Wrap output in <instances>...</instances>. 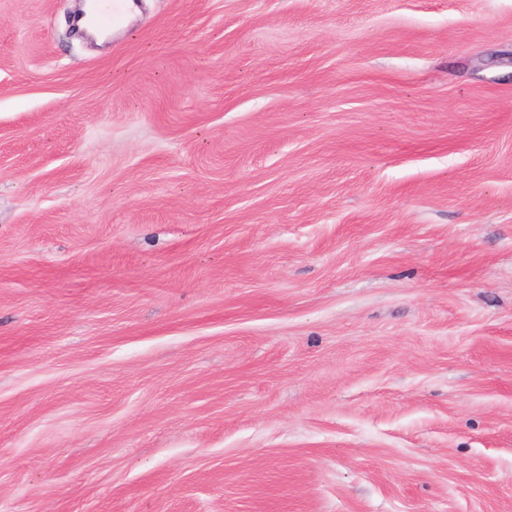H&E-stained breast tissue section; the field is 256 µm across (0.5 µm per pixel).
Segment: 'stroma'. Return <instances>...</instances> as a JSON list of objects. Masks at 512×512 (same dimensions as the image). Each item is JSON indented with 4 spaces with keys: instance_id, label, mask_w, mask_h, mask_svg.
<instances>
[{
    "instance_id": "obj_1",
    "label": "stroma",
    "mask_w": 512,
    "mask_h": 512,
    "mask_svg": "<svg viewBox=\"0 0 512 512\" xmlns=\"http://www.w3.org/2000/svg\"><path fill=\"white\" fill-rule=\"evenodd\" d=\"M0 0V512H512V0Z\"/></svg>"
}]
</instances>
